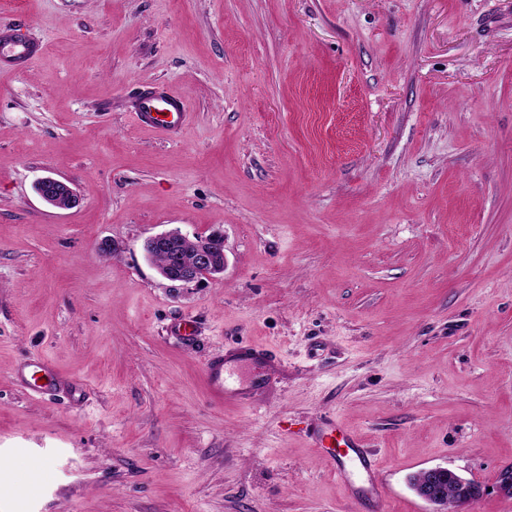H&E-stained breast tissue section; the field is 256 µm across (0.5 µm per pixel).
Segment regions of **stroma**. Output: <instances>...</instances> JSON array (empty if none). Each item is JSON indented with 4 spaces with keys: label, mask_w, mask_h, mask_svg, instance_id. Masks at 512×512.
<instances>
[{
    "label": "stroma",
    "mask_w": 512,
    "mask_h": 512,
    "mask_svg": "<svg viewBox=\"0 0 512 512\" xmlns=\"http://www.w3.org/2000/svg\"><path fill=\"white\" fill-rule=\"evenodd\" d=\"M17 24L43 51L0 72V512H373L328 419L387 512H431L434 466L512 512V0H0ZM149 87L181 133L135 125ZM173 229L222 235L223 275L164 280ZM244 342L279 368L220 404L204 364ZM41 358L80 404L29 394ZM37 192L44 201L59 209H72L78 205L71 187L56 178H42L37 183ZM336 434L340 437L338 445L345 449L335 448ZM314 444L321 456H329L336 479L350 487L355 499L366 497L374 504L376 511L387 510L383 484L375 477L377 459L362 448L363 445L348 429L335 420H328ZM355 477L359 478V483H356Z\"/></svg>",
    "instance_id": "obj_1"
}]
</instances>
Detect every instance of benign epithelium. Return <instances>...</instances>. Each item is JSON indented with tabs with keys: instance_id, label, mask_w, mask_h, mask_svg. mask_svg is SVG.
<instances>
[{
	"instance_id": "obj_1",
	"label": "benign epithelium",
	"mask_w": 512,
	"mask_h": 512,
	"mask_svg": "<svg viewBox=\"0 0 512 512\" xmlns=\"http://www.w3.org/2000/svg\"><path fill=\"white\" fill-rule=\"evenodd\" d=\"M37 192L50 205L59 209H72L78 199L71 187L64 181L45 177L37 183ZM185 239L180 231L158 234L148 243L153 248L169 251L168 263L159 273L172 284H189L205 278H214L224 273V239L220 235L201 236L198 239L192 260L184 262L178 244ZM453 482L454 503L457 512H472L484 495L481 484L465 480L446 467H432L422 471V478L413 484L416 495L436 506L435 512H447L448 498L445 485Z\"/></svg>"
}]
</instances>
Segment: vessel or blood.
Wrapping results in <instances>:
<instances>
[{"label": "vessel or blood", "instance_id": "vessel-or-blood-1", "mask_svg": "<svg viewBox=\"0 0 512 512\" xmlns=\"http://www.w3.org/2000/svg\"><path fill=\"white\" fill-rule=\"evenodd\" d=\"M42 48L23 36L18 28H0V71L22 70L41 53ZM187 112L181 96L166 92H141L136 97L133 118L141 128L168 135L177 134L185 123ZM241 361L251 367V376L234 382L225 373L227 361ZM36 374L26 385L33 393L43 396L55 390L65 391L73 401L84 397V386L77 381L63 380L53 364L42 360L34 365ZM275 372V360L261 345L249 343L229 354L210 358L204 376L211 396L219 401L247 400L251 391L264 388ZM314 444L320 455L329 456L336 479L349 486L354 498L369 499L376 512L386 508L385 491L375 477L378 467L375 456L363 448L360 441L336 421H326Z\"/></svg>", "mask_w": 512, "mask_h": 512}]
</instances>
